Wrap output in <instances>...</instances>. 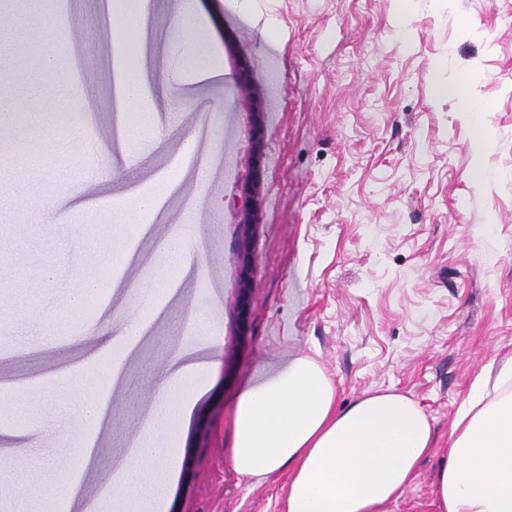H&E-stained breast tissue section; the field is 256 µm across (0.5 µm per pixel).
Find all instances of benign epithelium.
<instances>
[{
  "label": "benign epithelium",
  "instance_id": "benign-epithelium-1",
  "mask_svg": "<svg viewBox=\"0 0 512 512\" xmlns=\"http://www.w3.org/2000/svg\"><path fill=\"white\" fill-rule=\"evenodd\" d=\"M264 149V123L262 113L253 112L251 130V162L249 176L243 192L232 201L237 224L241 230V246L235 258L238 266L235 288L238 296V318L246 321L249 296L253 288V234L259 221L262 184L260 180V162Z\"/></svg>",
  "mask_w": 512,
  "mask_h": 512
}]
</instances>
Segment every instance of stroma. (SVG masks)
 Segmentation results:
<instances>
[{
	"label": "stroma",
	"instance_id": "35a3bbf8",
	"mask_svg": "<svg viewBox=\"0 0 512 512\" xmlns=\"http://www.w3.org/2000/svg\"><path fill=\"white\" fill-rule=\"evenodd\" d=\"M62 3L70 36L55 68L40 63L57 22L49 0L45 23H27L23 8L6 15L21 35L0 48V79L52 158L19 165L20 129L0 135V258L15 273L0 289L11 339L0 351V385L48 379L45 390L10 400L0 419V454L30 490L27 512H53L39 487L78 465L75 512L121 494L99 476L125 464L178 358L218 367L178 428L164 512H284L287 471L234 470V415L250 385L302 356L331 377L337 406L393 389L425 410L433 450L395 512H433L460 405L484 366L512 356V0H201L216 74L191 71L178 82L168 70L182 0H151L129 52L162 131L129 138L120 133L128 115L112 99L111 0ZM75 77L84 109L69 112L57 101ZM246 80L263 88L266 119L254 287L241 331L231 202L250 157ZM440 82L466 84L475 111L439 95ZM191 136L203 139L198 161L177 166ZM481 137L488 146L478 155ZM478 167L487 172L481 183ZM169 176L146 230L114 242L133 221L135 193ZM71 195L95 205L71 216V236L51 233L54 203ZM182 224L199 227L193 262L172 271L157 304L149 284L167 265L157 244ZM65 254L63 276L44 280ZM87 280L98 295L72 306ZM132 313L144 315L145 333L122 377L101 386L87 360ZM64 323L88 337L57 338ZM79 391L109 397L105 422L90 433ZM30 426L45 429L42 446L15 435ZM45 454L52 470L41 465Z\"/></svg>",
	"mask_w": 512,
	"mask_h": 512
}]
</instances>
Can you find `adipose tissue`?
<instances>
[{"label": "adipose tissue", "mask_w": 512, "mask_h": 512, "mask_svg": "<svg viewBox=\"0 0 512 512\" xmlns=\"http://www.w3.org/2000/svg\"><path fill=\"white\" fill-rule=\"evenodd\" d=\"M119 97L131 112V132L158 127L153 98L133 74H125ZM145 331L141 317H127L112 338V356L100 370L118 380L126 352ZM214 367L187 363L165 377L158 396L163 425L180 423ZM174 442H137L124 467L106 477L122 484L112 512H129L142 499L144 512H162ZM433 446L424 410L392 391L366 392L345 407L336 387L311 357L297 358L277 379L250 387L234 417L232 464L241 475L261 478L290 472L285 512H393L417 466ZM437 512H512V358L497 372L479 375L456 416L448 462L434 479Z\"/></svg>", "instance_id": "obj_1"}]
</instances>
